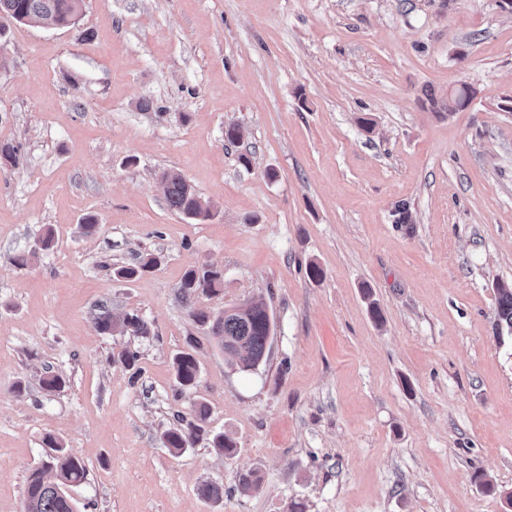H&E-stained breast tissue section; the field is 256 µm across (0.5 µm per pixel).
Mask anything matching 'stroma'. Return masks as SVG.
<instances>
[{"label":"stroma","instance_id":"1","mask_svg":"<svg viewBox=\"0 0 512 512\" xmlns=\"http://www.w3.org/2000/svg\"><path fill=\"white\" fill-rule=\"evenodd\" d=\"M463 84L474 97L447 111ZM5 141L20 153L0 161V512H23L49 437L87 467L79 512H512L501 0H84L71 28H0ZM166 170L211 218L169 209ZM146 255L155 268L119 276ZM193 267L224 286L188 304ZM258 297L274 335L243 372L191 312ZM104 305L149 336L101 333ZM197 403L210 413L174 453L163 434ZM222 433L235 455L213 448ZM247 471L261 482L244 494ZM175 380L181 390L192 389L197 384L199 365L192 352H181L174 358Z\"/></svg>","mask_w":512,"mask_h":512}]
</instances>
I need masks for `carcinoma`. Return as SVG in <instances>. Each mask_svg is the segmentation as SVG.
<instances>
[{
  "mask_svg": "<svg viewBox=\"0 0 512 512\" xmlns=\"http://www.w3.org/2000/svg\"><path fill=\"white\" fill-rule=\"evenodd\" d=\"M84 0H0V21H17L30 25L46 20L56 27H66L76 22ZM169 208L192 219L204 220L211 215L205 203L181 174L174 171L161 173ZM156 264L153 257H144L137 264L123 267L119 274L131 279L151 269ZM224 286V274L218 269L188 270L180 284V292L188 299L198 290L216 293ZM498 315L500 321L512 331V284L497 283ZM99 331L110 334L116 329L146 336L147 324L136 314L127 313L115 321L112 314L98 318ZM274 316L267 304L252 301L243 306L224 310V316L213 321L212 333L224 349L232 365L249 371L266 360L270 349ZM175 380L180 389H192L197 384L199 365L193 353L181 352L174 358ZM178 425L163 434L167 447L180 451L197 434L199 426L183 415H177ZM47 443L54 451L53 466L34 469L27 484L25 512H78L76 500L68 488L84 482L87 469L83 461L62 448L54 440Z\"/></svg>",
  "mask_w": 512,
  "mask_h": 512,
  "instance_id": "cac0c4a2",
  "label": "carcinoma"
}]
</instances>
